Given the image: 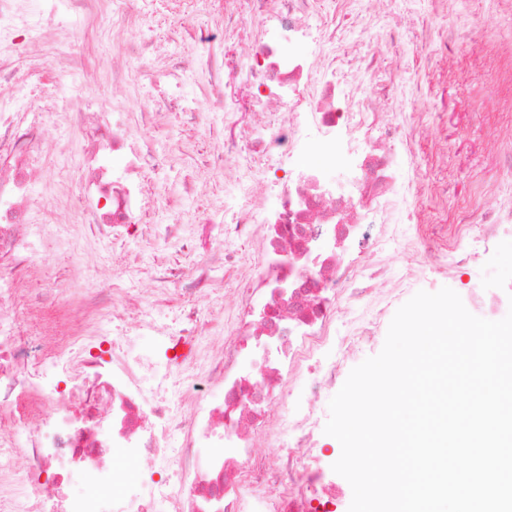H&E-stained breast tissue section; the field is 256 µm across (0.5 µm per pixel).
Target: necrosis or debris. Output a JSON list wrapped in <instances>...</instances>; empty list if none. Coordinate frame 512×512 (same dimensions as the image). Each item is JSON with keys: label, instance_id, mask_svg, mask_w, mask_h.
Instances as JSON below:
<instances>
[{"label": "necrosis or debris", "instance_id": "obj_1", "mask_svg": "<svg viewBox=\"0 0 512 512\" xmlns=\"http://www.w3.org/2000/svg\"><path fill=\"white\" fill-rule=\"evenodd\" d=\"M0 0V51L25 29L38 35L59 12V0ZM236 29L260 26L258 42L237 65L252 99L270 113L264 153L284 166L309 153L314 160L285 176H264L265 192L281 197L261 216L224 195V236H256L262 273L242 272L237 331L220 351H197V321L164 333L156 359L127 358L111 336L58 332L44 324L24 334L15 306L17 282L39 262L28 198L45 152L38 121L20 125L0 112V512H58L57 495L75 472L91 476L90 494L73 497L67 512H331L336 486L321 465L320 401L334 390L349 359L372 345L392 308L413 287L418 267H405L370 313L337 333L344 303L368 297L385 273L370 254L432 246L440 269L455 273L512 224V191L498 192L478 234L468 225L431 229L408 206L413 186L396 158L397 137L380 128L363 88L304 85L297 44L308 37L315 0H251ZM88 148L78 195L97 196L88 227L100 234L138 230L145 160L129 153L127 115H79ZM358 156L354 193L337 188L332 170L337 134ZM456 245H449V235ZM305 382L307 401L285 412L277 395ZM222 388V399L207 389ZM277 443L276 458L258 457L262 442ZM142 465L139 479L112 464L113 449Z\"/></svg>", "mask_w": 512, "mask_h": 512}]
</instances>
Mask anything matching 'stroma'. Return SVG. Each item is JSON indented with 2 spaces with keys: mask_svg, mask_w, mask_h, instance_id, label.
I'll use <instances>...</instances> for the list:
<instances>
[{
  "mask_svg": "<svg viewBox=\"0 0 512 512\" xmlns=\"http://www.w3.org/2000/svg\"><path fill=\"white\" fill-rule=\"evenodd\" d=\"M225 0H142L136 18L122 14L120 0H72L61 10L62 23L38 41L19 34L10 56V72L0 75V100L8 102L18 121L39 119L49 143L44 179L34 195L36 223L45 225L51 249L26 280L29 288L51 289L54 306L46 312L22 311L23 326L36 331L41 318L71 329L97 321L83 315L72 297L95 288L105 278L117 285L116 301L136 311L149 300L148 314L175 332L183 313L198 314L202 347L223 344L236 328L232 298L242 288L241 271L258 269L257 240H221L213 231L224 220V188L232 178L249 186L248 201L265 211L273 199L255 189L265 168L255 149L261 122L255 108L236 111L233 101L244 94L242 76L226 71L225 59L240 47L225 25ZM317 0L311 35L300 51L313 68L333 60L345 85L374 87L395 80V94L405 111L390 120L402 140L399 163L408 181L431 184L416 202L423 224L463 216L481 220L492 206L490 191L512 183V112L503 107L512 98V78L496 72L492 58L512 36V11L501 0ZM480 28L479 53H443V42ZM206 29L207 44L194 35ZM384 44L398 37L406 46L399 61L379 49L377 64L359 67L367 54L366 35ZM192 56L214 60V71L188 66ZM224 86L222 105L209 93L211 78ZM78 86L92 110L126 109L130 144L146 153L141 235L110 239L75 231L83 211L72 194L80 179L81 137L72 106L58 99L57 80ZM178 97L169 107L170 97ZM253 137L229 154L223 167L210 164L213 153L240 128ZM168 231L174 245L157 244L156 232ZM421 265L418 289L436 292L448 287L464 293L470 286L495 294L512 286V237L498 240L493 254L468 272L444 276L428 265L424 253L395 252L390 276L408 264ZM219 264L223 279L195 294L178 288L159 292V271Z\"/></svg>",
  "mask_w": 512,
  "mask_h": 512,
  "instance_id": "obj_1",
  "label": "stroma"
}]
</instances>
